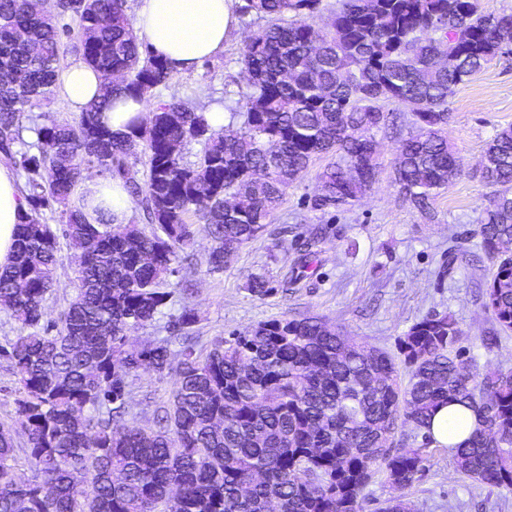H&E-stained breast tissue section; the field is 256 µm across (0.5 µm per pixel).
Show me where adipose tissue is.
<instances>
[{"mask_svg": "<svg viewBox=\"0 0 512 512\" xmlns=\"http://www.w3.org/2000/svg\"><path fill=\"white\" fill-rule=\"evenodd\" d=\"M134 26L153 55L176 69L191 70L224 51V42L237 26L235 0H140ZM62 93L72 111H83L106 82L102 73L81 61L60 71ZM148 117L145 101L124 95L99 115L100 122L119 138L133 136ZM77 205L88 223L108 219L129 223L132 199L121 179L98 174L80 184ZM26 209L22 184L15 172L0 165V269L14 258L17 226ZM478 426L476 415L459 405L440 408L430 432L440 445L465 440Z\"/></svg>", "mask_w": 512, "mask_h": 512, "instance_id": "ef3b65f1", "label": "adipose tissue"}]
</instances>
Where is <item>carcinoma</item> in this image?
I'll list each match as a JSON object with an SVG mask.
<instances>
[{
	"label": "carcinoma",
	"mask_w": 512,
	"mask_h": 512,
	"mask_svg": "<svg viewBox=\"0 0 512 512\" xmlns=\"http://www.w3.org/2000/svg\"><path fill=\"white\" fill-rule=\"evenodd\" d=\"M126 3L58 0L47 13L34 0H0V153L25 173L28 206L14 261L0 270V306L21 322L0 346L18 384L16 416L0 423V512H365L376 479L404 489L425 469L423 449L398 433L409 426L435 443L430 417L450 404L478 418L469 438L448 445L456 472L511 492L512 371H479L450 314L412 325L395 356L307 316L203 347L186 306L168 325L175 367L170 339L145 354L131 333L155 320L170 277L192 264L193 224L211 241L208 270L223 269L323 156L332 161L312 208L354 205L378 174L375 135L401 134L403 112L410 130L395 182L430 213L462 172L448 145L449 101L512 44V11L485 12L479 0H340L317 32L306 17L321 0H246L241 12L267 26L243 49L250 91L226 135L187 102L159 98L172 66L149 53ZM68 51L108 84L78 120L44 117L28 144L18 116L54 96ZM121 94L154 102L132 138L98 120ZM193 142L202 151L190 163L182 149ZM91 167L125 182L147 226L88 224L69 206ZM480 177L491 188L477 223L492 264L483 307L493 341L512 333V125L486 143ZM52 206L56 227L40 218ZM62 239L74 250V294L47 320ZM143 367L174 372L149 430L124 424Z\"/></svg>",
	"instance_id": "cac0c4a2"
}]
</instances>
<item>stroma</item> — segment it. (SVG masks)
<instances>
[{"instance_id": "1", "label": "stroma", "mask_w": 512, "mask_h": 512, "mask_svg": "<svg viewBox=\"0 0 512 512\" xmlns=\"http://www.w3.org/2000/svg\"><path fill=\"white\" fill-rule=\"evenodd\" d=\"M265 25L255 16L239 15L223 53L191 72L173 71L161 96L184 100L202 112L214 104L234 106L249 91L240 62L243 47ZM449 110L448 141L463 173L441 191L433 213H420L399 191L394 180L398 138L381 139L375 183L345 210L312 208L317 175L326 163L315 159L287 188L263 236L242 247L222 271H207L210 241L197 232L199 264L178 273L192 280V297L174 292L156 320L136 332V340L168 337L170 317L188 305L197 313L194 329L206 345L288 314L327 319L392 352L414 323L450 313L459 319L463 344L479 367L512 371V335L501 336L492 347L483 343L493 328L480 298L491 264L476 222L489 201L479 177L483 149L497 129L512 124V57L494 59L460 84ZM314 236L319 243L309 269L302 280L288 284L294 263ZM254 275L269 279L271 294L259 298L249 292ZM407 444L424 448L428 458L425 471L404 491L413 512H512V492L461 479L447 451L424 446L421 437H408Z\"/></svg>"}]
</instances>
